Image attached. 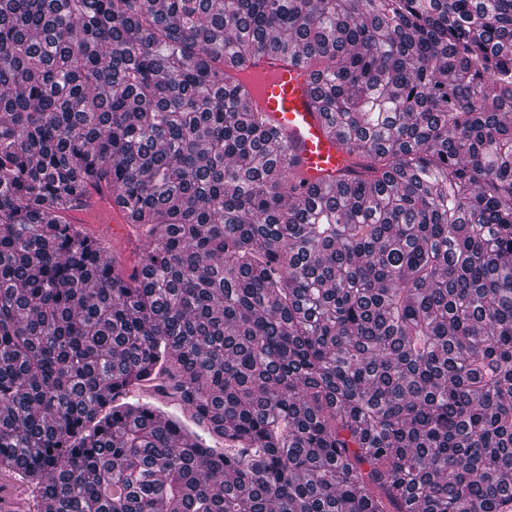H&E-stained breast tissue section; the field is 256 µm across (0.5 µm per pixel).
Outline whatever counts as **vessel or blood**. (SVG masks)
<instances>
[{
	"label": "vessel or blood",
	"instance_id": "obj_1",
	"mask_svg": "<svg viewBox=\"0 0 512 512\" xmlns=\"http://www.w3.org/2000/svg\"><path fill=\"white\" fill-rule=\"evenodd\" d=\"M245 81L252 89L251 103L278 128L296 169L310 179L340 175L349 166L348 155L326 137L312 101L311 77L305 68L279 55L258 57ZM89 234L111 240L114 234L131 235L123 211L108 193L93 194L87 209L76 212Z\"/></svg>",
	"mask_w": 512,
	"mask_h": 512
}]
</instances>
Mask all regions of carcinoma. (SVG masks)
<instances>
[{"label": "carcinoma", "instance_id": "obj_1", "mask_svg": "<svg viewBox=\"0 0 512 512\" xmlns=\"http://www.w3.org/2000/svg\"><path fill=\"white\" fill-rule=\"evenodd\" d=\"M265 54L359 176L306 184L236 78ZM4 474L49 512H512V0H0ZM73 216L84 222L89 234L108 241L115 254V261L120 263L126 275L131 274L133 266L130 257L124 248L114 244L112 236L116 233L124 236L133 235L132 226L127 224L123 211L113 203L112 196L107 192H94L89 207L86 210L75 211Z\"/></svg>", "mask_w": 512, "mask_h": 512}]
</instances>
